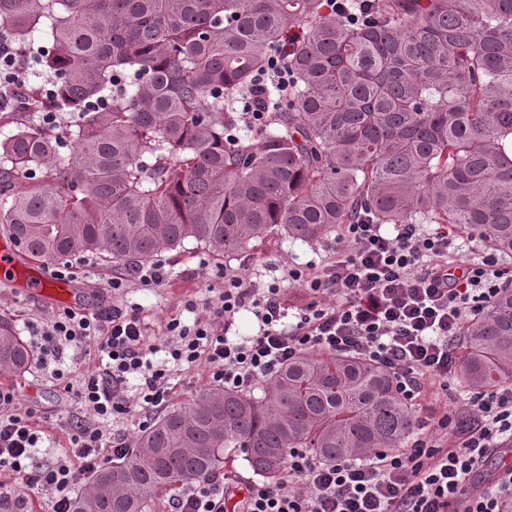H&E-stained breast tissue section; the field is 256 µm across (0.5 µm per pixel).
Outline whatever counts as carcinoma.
<instances>
[{"label": "carcinoma", "mask_w": 512, "mask_h": 512, "mask_svg": "<svg viewBox=\"0 0 512 512\" xmlns=\"http://www.w3.org/2000/svg\"><path fill=\"white\" fill-rule=\"evenodd\" d=\"M304 34L287 39L297 26ZM0 37L50 77L8 112H75L0 137V229L30 256L132 271L188 242L216 256L340 224H447L512 258V0H0ZM265 120L244 104L274 58ZM461 391L512 384V289L469 320ZM33 350L0 319V379ZM412 407L384 368L314 350L259 396L210 387L97 470L72 512H151L240 448L276 481L291 448H403Z\"/></svg>", "instance_id": "obj_1"}]
</instances>
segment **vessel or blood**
<instances>
[{
  "label": "vessel or blood",
  "instance_id": "1",
  "mask_svg": "<svg viewBox=\"0 0 512 512\" xmlns=\"http://www.w3.org/2000/svg\"><path fill=\"white\" fill-rule=\"evenodd\" d=\"M0 281L23 294L76 307L78 281L52 278L46 263L32 259L9 236L0 237Z\"/></svg>",
  "mask_w": 512,
  "mask_h": 512
}]
</instances>
